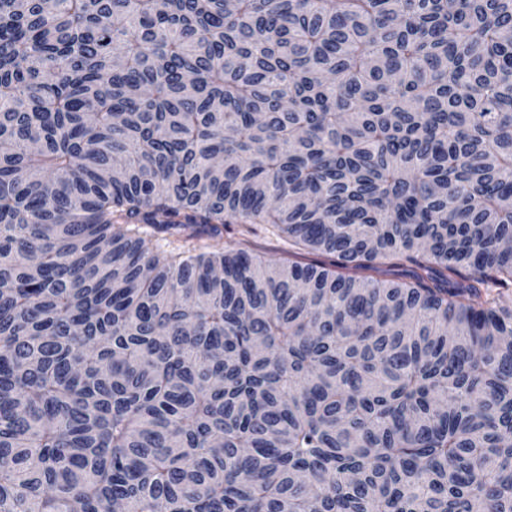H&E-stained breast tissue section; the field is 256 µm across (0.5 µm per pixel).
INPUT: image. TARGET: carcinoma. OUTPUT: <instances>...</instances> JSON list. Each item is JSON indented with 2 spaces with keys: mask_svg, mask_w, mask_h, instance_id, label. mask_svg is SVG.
<instances>
[{
  "mask_svg": "<svg viewBox=\"0 0 512 512\" xmlns=\"http://www.w3.org/2000/svg\"><path fill=\"white\" fill-rule=\"evenodd\" d=\"M510 241L512 0H0V512H512ZM249 225L254 229V232L248 235V238L257 251L270 259L287 256L288 240L286 238L277 235L271 227L265 224Z\"/></svg>",
  "mask_w": 512,
  "mask_h": 512,
  "instance_id": "carcinoma-1",
  "label": "carcinoma"
}]
</instances>
